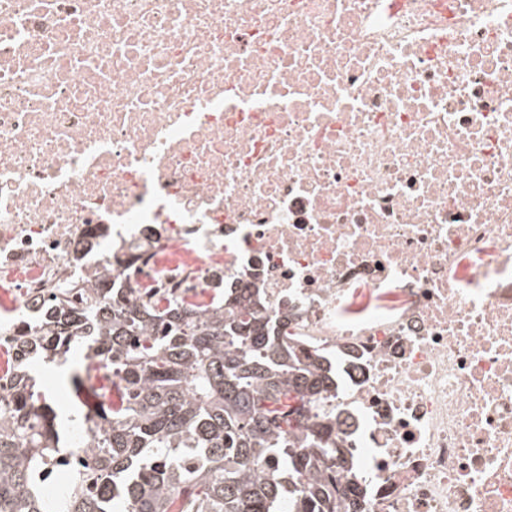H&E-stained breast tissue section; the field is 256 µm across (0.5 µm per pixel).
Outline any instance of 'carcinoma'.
Wrapping results in <instances>:
<instances>
[{"mask_svg": "<svg viewBox=\"0 0 512 512\" xmlns=\"http://www.w3.org/2000/svg\"><path fill=\"white\" fill-rule=\"evenodd\" d=\"M53 296L50 319L11 348L50 362L86 344L94 407L88 455L59 447L52 410L14 365L0 401V512H340L349 463L333 424L313 409L339 384L300 348L288 317L256 288L208 305L148 289L80 288ZM96 375H91V372ZM57 484L48 498L44 487Z\"/></svg>", "mask_w": 512, "mask_h": 512, "instance_id": "cac0c4a2", "label": "carcinoma"}]
</instances>
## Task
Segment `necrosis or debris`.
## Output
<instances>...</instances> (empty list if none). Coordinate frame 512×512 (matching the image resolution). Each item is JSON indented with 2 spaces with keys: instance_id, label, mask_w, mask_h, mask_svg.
Segmentation results:
<instances>
[{
  "instance_id": "necrosis-or-debris-1",
  "label": "necrosis or debris",
  "mask_w": 512,
  "mask_h": 512,
  "mask_svg": "<svg viewBox=\"0 0 512 512\" xmlns=\"http://www.w3.org/2000/svg\"><path fill=\"white\" fill-rule=\"evenodd\" d=\"M256 286L356 512H512V0H0V327Z\"/></svg>"
}]
</instances>
